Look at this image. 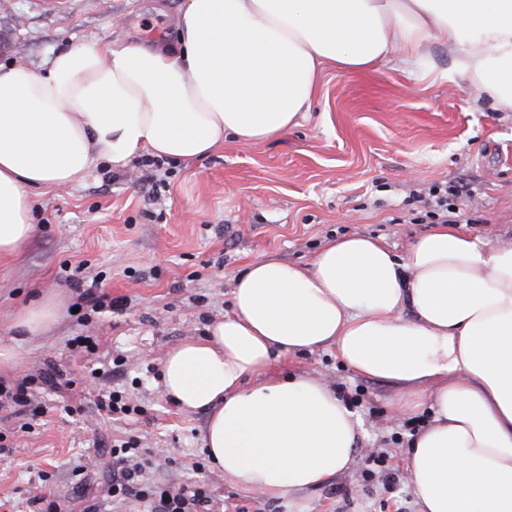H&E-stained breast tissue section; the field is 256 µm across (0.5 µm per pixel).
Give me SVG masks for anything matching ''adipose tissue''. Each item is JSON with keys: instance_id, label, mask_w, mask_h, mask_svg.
Here are the masks:
<instances>
[{"instance_id": "adipose-tissue-1", "label": "adipose tissue", "mask_w": 512, "mask_h": 512, "mask_svg": "<svg viewBox=\"0 0 512 512\" xmlns=\"http://www.w3.org/2000/svg\"><path fill=\"white\" fill-rule=\"evenodd\" d=\"M174 48L121 40L56 53L46 73L0 69V256L31 237L34 190L140 153L190 161L278 138L324 70L420 71L512 112V0H185ZM233 312L167 353L166 396L206 415L203 446L236 487L267 497L325 484L359 451L361 420L327 384L275 358L334 348L354 374L428 409L407 473L419 512H512V242L440 226L400 256L346 236L310 266L275 257L237 279Z\"/></svg>"}]
</instances>
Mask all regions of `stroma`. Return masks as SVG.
<instances>
[{
  "label": "stroma",
  "instance_id": "35a3bbf8",
  "mask_svg": "<svg viewBox=\"0 0 512 512\" xmlns=\"http://www.w3.org/2000/svg\"><path fill=\"white\" fill-rule=\"evenodd\" d=\"M184 0H0V63L20 60L45 72L54 53L116 37L171 45ZM118 28H110L111 20ZM432 72L411 77L387 67L326 71L304 120L257 144L225 140L196 161L161 160L156 196L142 187L147 169L120 172L96 162L82 180L32 196L35 230L19 256L0 259V342L16 345L13 383L55 366L72 387L35 385L41 416L0 408V512H38V498L62 512H144L135 499H112L105 445L138 438L152 449L145 486L168 482L208 490L225 512H418L407 479L413 435L428 413L393 419V388L355 375L335 350L292 354L273 373L307 374L355 409L365 432L344 473L317 488L267 498L238 489L207 458L203 413H186L158 381L166 352L232 310L237 276L264 257L309 265L344 235L381 240L397 254L437 227L425 215L431 186L462 184L453 199L461 230L512 240V112L440 78L452 59L429 47ZM100 276L112 305L89 312L75 281ZM61 298L56 322L41 336L15 327L32 302ZM91 337L94 352L71 346ZM125 393L137 414L115 421L100 396Z\"/></svg>",
  "mask_w": 512,
  "mask_h": 512
}]
</instances>
